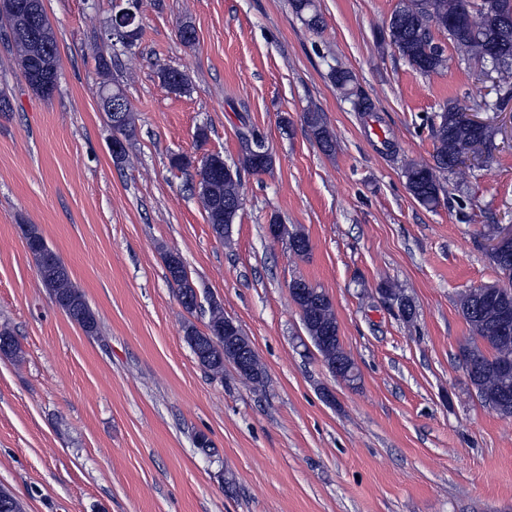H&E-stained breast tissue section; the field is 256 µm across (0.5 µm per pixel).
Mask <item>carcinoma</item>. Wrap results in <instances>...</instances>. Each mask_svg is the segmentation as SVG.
<instances>
[{"label":"carcinoma","mask_w":512,"mask_h":512,"mask_svg":"<svg viewBox=\"0 0 512 512\" xmlns=\"http://www.w3.org/2000/svg\"><path fill=\"white\" fill-rule=\"evenodd\" d=\"M512 0H400L388 24L390 43L409 64L424 73L443 68L447 62L444 50L434 43L431 28L448 33L458 55L463 60L475 61L486 66L491 30L493 5L502 6ZM23 8L16 12L1 11L0 17L8 23L7 41L17 53L19 65L28 85L38 94L54 90L58 77V49L54 31L46 17L43 0H22ZM297 13L310 12L305 18L308 27L317 29L321 24L318 13L311 11L312 0H293ZM159 76L163 83L176 94L188 92L186 75L178 70L161 67ZM330 79L336 89L351 95L354 81L350 71L331 68ZM498 85L495 99L483 100L476 109L499 112L512 103V58L497 68ZM119 98L125 103L122 120L115 127V144L123 148L120 159H125L126 142L134 130L135 118L130 102L123 89L114 84L104 85L99 97ZM307 130L326 152L335 146V138L328 129L323 115L315 110L303 113ZM434 141L432 162H409L403 170L405 185L414 199L423 206L433 208L440 202L444 191L439 175L448 174L459 181L469 167L457 163L460 150L471 140L472 131L460 112V100H450L442 112L431 123ZM244 145L239 163L231 166L223 155L208 156V166L200 170L198 195L205 210L213 234L222 239L227 235L224 225L233 224L241 209V172H265L272 167L273 157L265 139L250 132L241 133ZM28 250L34 256L42 286L48 291L56 306L76 323L88 336L99 334V323L95 312L84 294L73 282L70 272L59 255L48 245L38 228L29 225L24 230ZM269 234L279 240L288 237V242L298 243L291 248L297 255L309 250V240L301 233H290L281 225H269ZM501 275V291L508 296L512 306V266H504L497 255L489 254ZM169 281L177 293L195 299L194 282L182 258L175 252L164 256ZM298 292H291L293 302L300 306L306 316L303 321L308 336H325L327 340L316 345L328 367H345L353 363L343 349L338 336V324L333 304L323 291L312 294L307 281L295 280ZM460 311L471 332V341L462 347L464 364L470 366L467 378L481 404L501 417L512 418V335L499 331L497 303L490 300L482 289L472 288L460 302ZM224 308L211 303L207 331L201 332L193 325L185 327V340L193 353H201L202 366L210 371H224ZM20 346L14 335L0 329V353L16 355Z\"/></svg>","instance_id":"carcinoma-1"}]
</instances>
